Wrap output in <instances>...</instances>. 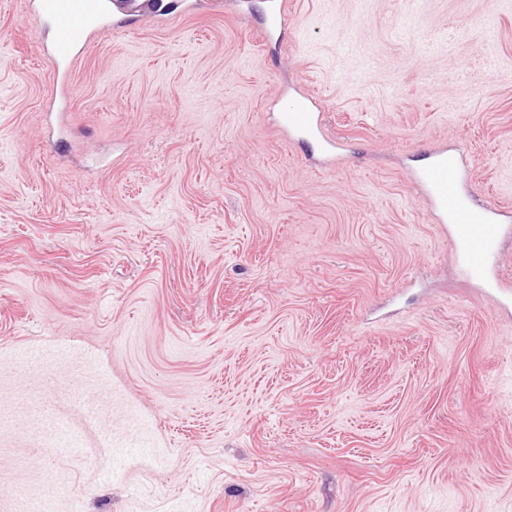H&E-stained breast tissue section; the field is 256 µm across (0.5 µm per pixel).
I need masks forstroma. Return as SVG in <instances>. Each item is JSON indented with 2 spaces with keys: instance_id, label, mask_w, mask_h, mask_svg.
<instances>
[{
  "instance_id": "1",
  "label": "stroma",
  "mask_w": 512,
  "mask_h": 512,
  "mask_svg": "<svg viewBox=\"0 0 512 512\" xmlns=\"http://www.w3.org/2000/svg\"><path fill=\"white\" fill-rule=\"evenodd\" d=\"M51 39L0 0V512H512V307L411 180L512 207V0H184L52 116ZM284 114L283 123L289 134L318 143L328 156L336 155L340 143L325 131L320 112H314L307 103H303L294 112Z\"/></svg>"
}]
</instances>
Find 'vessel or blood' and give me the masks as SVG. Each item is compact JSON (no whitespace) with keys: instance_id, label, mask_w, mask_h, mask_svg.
<instances>
[{"instance_id":"b4317fda","label":"vessel or blood","mask_w":512,"mask_h":512,"mask_svg":"<svg viewBox=\"0 0 512 512\" xmlns=\"http://www.w3.org/2000/svg\"><path fill=\"white\" fill-rule=\"evenodd\" d=\"M36 13L52 29L46 60L54 82L70 80L76 58L85 51L91 33L128 30L140 17L135 0H119L109 11L104 0H36ZM283 123L289 134L313 141L327 155L339 146L329 135L320 113L301 104L286 113ZM463 155L459 149L435 150L412 179L427 195L439 217L451 224L453 236L471 274L485 280L502 299L512 298V279L501 271L497 245L507 227L501 224L502 209L491 202L477 203L465 192L461 174Z\"/></svg>"}]
</instances>
